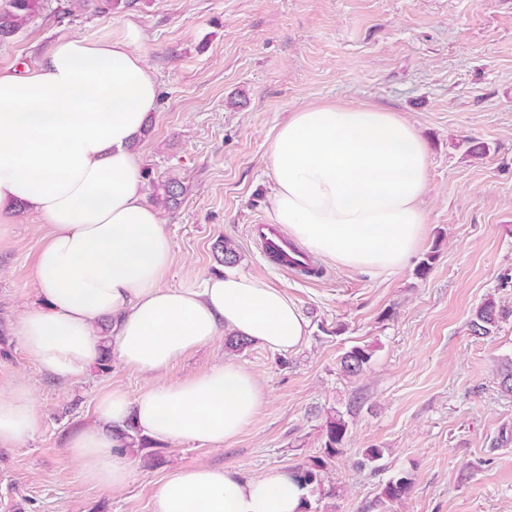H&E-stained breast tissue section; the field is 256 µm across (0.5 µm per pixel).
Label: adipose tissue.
<instances>
[{"instance_id":"1","label":"adipose tissue","mask_w":512,"mask_h":512,"mask_svg":"<svg viewBox=\"0 0 512 512\" xmlns=\"http://www.w3.org/2000/svg\"><path fill=\"white\" fill-rule=\"evenodd\" d=\"M135 27L105 42H57L32 69L0 71V211L43 221L35 279L46 299L18 321L28 355L50 376L81 375L110 349L152 377L137 396L99 397L95 419L66 450L83 481L109 492L135 469L114 430L221 445L252 423L264 395L232 360L176 384L169 365L223 333L290 351L308 324L280 289L229 269L190 287L164 281L173 250L131 144L158 88ZM273 217L308 251L352 271L393 272L420 248L426 224L427 148L398 113L313 104L292 112L271 144ZM36 408L23 384L0 390V447L32 436ZM307 490L288 470L253 478L205 463L172 471L154 512H302Z\"/></svg>"}]
</instances>
